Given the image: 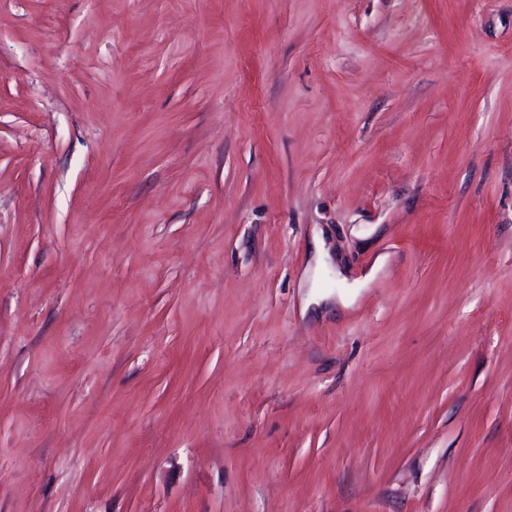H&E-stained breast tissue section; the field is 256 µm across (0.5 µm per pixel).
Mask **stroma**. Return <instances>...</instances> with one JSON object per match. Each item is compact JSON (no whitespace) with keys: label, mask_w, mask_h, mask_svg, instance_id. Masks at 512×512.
Listing matches in <instances>:
<instances>
[{"label":"stroma","mask_w":512,"mask_h":512,"mask_svg":"<svg viewBox=\"0 0 512 512\" xmlns=\"http://www.w3.org/2000/svg\"><path fill=\"white\" fill-rule=\"evenodd\" d=\"M0 512H512V0H0Z\"/></svg>","instance_id":"obj_1"}]
</instances>
